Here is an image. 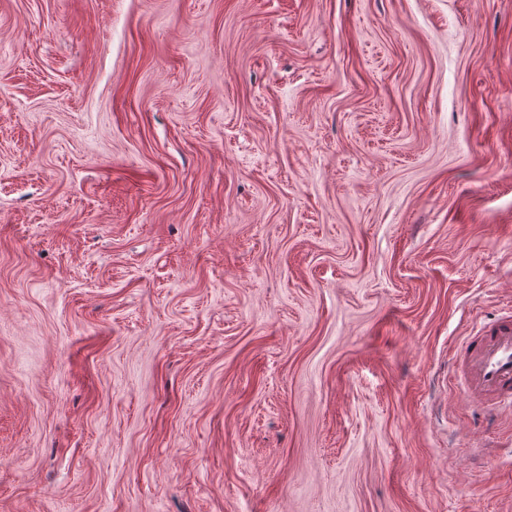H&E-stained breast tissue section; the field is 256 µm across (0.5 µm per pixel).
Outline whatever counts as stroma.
I'll return each mask as SVG.
<instances>
[{
    "mask_svg": "<svg viewBox=\"0 0 512 512\" xmlns=\"http://www.w3.org/2000/svg\"><path fill=\"white\" fill-rule=\"evenodd\" d=\"M510 302L512 0H0V512H512ZM458 355L466 376L462 390L471 403L512 408V313L506 312L468 336Z\"/></svg>",
    "mask_w": 512,
    "mask_h": 512,
    "instance_id": "35a3bbf8",
    "label": "stroma"
}]
</instances>
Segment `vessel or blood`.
<instances>
[{
  "mask_svg": "<svg viewBox=\"0 0 512 512\" xmlns=\"http://www.w3.org/2000/svg\"><path fill=\"white\" fill-rule=\"evenodd\" d=\"M459 354L468 400L485 408H512V313L467 337Z\"/></svg>",
  "mask_w": 512,
  "mask_h": 512,
  "instance_id": "b4317fda",
  "label": "vessel or blood"
}]
</instances>
